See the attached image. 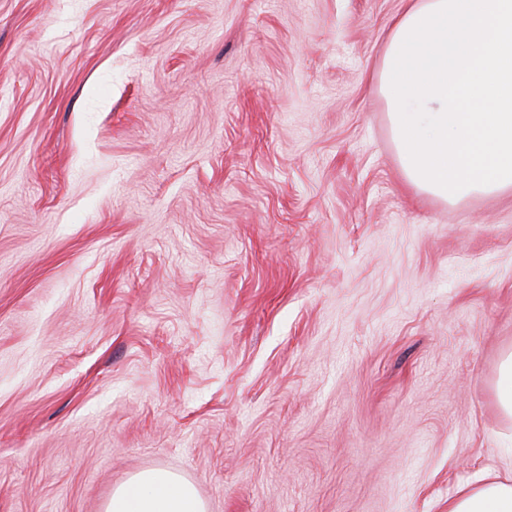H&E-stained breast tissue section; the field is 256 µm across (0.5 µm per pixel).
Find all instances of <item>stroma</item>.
<instances>
[{
  "mask_svg": "<svg viewBox=\"0 0 512 512\" xmlns=\"http://www.w3.org/2000/svg\"><path fill=\"white\" fill-rule=\"evenodd\" d=\"M407 0H0V512H448L512 483V194L406 181ZM495 396L502 412L512 417V352L501 361L495 383ZM106 512H206L193 485L164 468L135 474L115 489Z\"/></svg>",
  "mask_w": 512,
  "mask_h": 512,
  "instance_id": "obj_1",
  "label": "stroma"
}]
</instances>
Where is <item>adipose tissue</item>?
<instances>
[{
  "mask_svg": "<svg viewBox=\"0 0 512 512\" xmlns=\"http://www.w3.org/2000/svg\"><path fill=\"white\" fill-rule=\"evenodd\" d=\"M407 179L449 203L512 193V0H409L380 79ZM106 512H206L164 468L115 489ZM448 512H512V484L462 487Z\"/></svg>",
  "mask_w": 512,
  "mask_h": 512,
  "instance_id": "ef3b65f1",
  "label": "adipose tissue"
}]
</instances>
